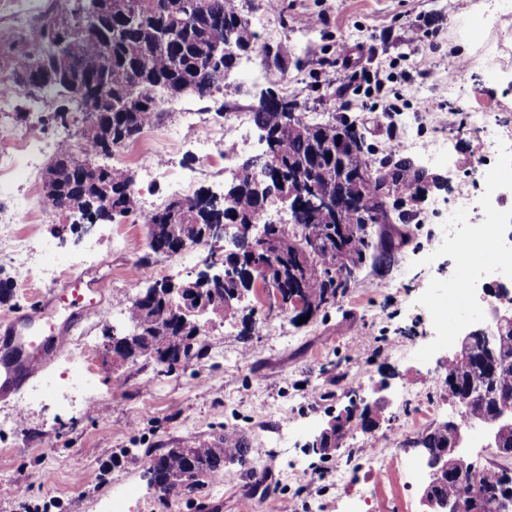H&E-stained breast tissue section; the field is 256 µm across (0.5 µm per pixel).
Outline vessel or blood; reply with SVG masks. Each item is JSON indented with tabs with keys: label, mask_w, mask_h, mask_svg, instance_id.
<instances>
[{
	"label": "vessel or blood",
	"mask_w": 512,
	"mask_h": 512,
	"mask_svg": "<svg viewBox=\"0 0 512 512\" xmlns=\"http://www.w3.org/2000/svg\"><path fill=\"white\" fill-rule=\"evenodd\" d=\"M105 278L86 273L68 281L69 297L58 295L0 322V400H13L44 372L63 348L84 311L95 308L106 288Z\"/></svg>",
	"instance_id": "vessel-or-blood-1"
}]
</instances>
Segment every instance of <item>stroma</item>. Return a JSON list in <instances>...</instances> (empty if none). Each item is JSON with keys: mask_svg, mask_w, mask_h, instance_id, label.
<instances>
[{"mask_svg": "<svg viewBox=\"0 0 512 512\" xmlns=\"http://www.w3.org/2000/svg\"><path fill=\"white\" fill-rule=\"evenodd\" d=\"M256 35L257 51L241 59L233 79L242 92L224 90L208 98L190 95L165 104L152 128L166 145L149 162L163 168L162 180L137 184L138 198L162 208L172 199L169 181L198 168L194 191L223 195L230 176L215 150L189 152L188 130L179 113L200 109L207 126L226 117L252 113L261 94L275 91L308 112L324 117L344 111L363 124L367 141L382 146L387 125L379 97L366 75H379L389 94L406 106L395 121L402 139L419 141L415 157L449 187L435 191L438 205L423 203L422 221L407 225L400 258L387 269L363 266L348 294L336 306L306 322L276 307L271 291L253 286L239 314L215 321L195 341L202 352L189 368L143 359L116 362L107 345L126 328L130 299L144 287L192 280L203 268L208 246L193 245L168 258L148 257V227L131 218L77 222L70 213L43 208L42 175L52 155H20L14 176L0 183V225H11L38 246L36 258L55 269L53 279L17 280L8 260L0 261V320L24 312L61 289L68 274L90 271L110 286L99 310L87 314L49 368L33 379L21 398L28 408L12 426L0 427V512H99L100 499L119 490L128 512H280L294 499L298 512H423L421 486L409 483L407 466L420 461L417 440L433 425L457 416L448 394L446 357L459 336L442 337L439 299L455 285L460 242L454 227L477 226L475 213L450 206L458 192L475 189L480 140L469 123L448 131L440 123L441 105L469 114L492 100L503 111L494 121L512 132V76L500 70L512 63V25L490 27L495 0H469L456 11L454 0H242ZM323 15L327 24L307 27L301 17ZM357 45L358 56L341 74L319 70L341 44ZM285 46L282 69L265 65L262 54ZM469 65L465 96L452 92L457 61ZM432 70L433 78L419 72ZM358 87L348 108H340L336 81ZM0 123L36 127L42 139L59 128L49 111L34 115L28 98L0 114ZM84 379L97 398L73 399L72 385ZM322 398L310 403L305 393ZM389 400L374 434L352 431L340 450L323 455L308 443L342 413L354 397ZM237 428L250 443V462L229 464L220 482L205 481L190 494L160 496L140 464L141 458L183 442L211 438ZM389 440L372 462L370 438ZM356 466L337 482L344 456ZM51 482H43V472Z\"/></svg>", "mask_w": 512, "mask_h": 512, "instance_id": "obj_1", "label": "stroma"}]
</instances>
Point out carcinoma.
<instances>
[{
  "label": "carcinoma",
  "instance_id": "cac0c4a2",
  "mask_svg": "<svg viewBox=\"0 0 512 512\" xmlns=\"http://www.w3.org/2000/svg\"><path fill=\"white\" fill-rule=\"evenodd\" d=\"M80 0H66L61 11H53L43 31L60 34L69 30L75 19ZM112 15V98L124 99L129 108L115 111L104 99L83 93L80 81L94 70L102 54L99 40L85 37L72 47L68 67L70 76H55L56 60L46 46L28 50L15 60L12 82H20V74L41 69L49 74V83L34 93L54 101L67 98L73 111L84 114L96 110L112 112V144L123 147L161 115L162 89L168 84L188 82L195 86L200 98L210 97L224 89V77L208 72L199 65L206 45L224 38L228 32L245 49H254L255 34L245 19L238 0H200L207 13L221 19V28L214 29L206 22H191L192 0H101ZM181 27L180 40L168 47L160 44L154 32L169 26ZM270 101L253 110V122L274 135L273 159L261 162L247 158L244 169L262 171L267 175L282 173L281 187L309 196L315 192L336 191V144L342 141L348 147L342 162L349 172L374 170L373 180L360 185L347 184V192L361 195L372 202L364 211L349 208L343 223L325 211L315 210L302 203L293 224L269 223L271 247L256 248L245 237H240L234 250L242 257L238 280L224 284V291L244 286L243 275L248 268L265 269L275 265L273 275L279 280L282 296L296 294L304 302L294 318L313 316L337 303L348 292L343 280V269H360L367 259L374 264L389 265L396 261L400 242L381 230L373 235L371 229L380 224H412L419 213L420 185L429 190L440 189L438 178L423 177L409 162V157L376 150L366 143L365 128L351 122L331 118L310 122L299 105H294L291 123L283 121L284 113L277 106L281 99L268 93ZM102 147L101 137L83 133L75 146L64 145L54 152V161L43 175L44 199L55 211H62L66 201L76 196L91 201L97 196V184L112 183V213L96 207L93 220H109L125 216L137 209L134 176L127 168L111 167L97 177L79 179L80 161L93 158ZM310 177L314 188L299 187L297 175ZM226 212L240 225L257 224L264 213L258 185L245 174L233 180L226 188ZM201 212L181 207L173 200L153 212L149 219V248L151 254L173 250L178 236L190 224H205ZM342 250L341 266H336V250ZM127 320L141 323L142 338L132 342L129 353L135 359L168 361L169 366L181 365L199 356L194 344L174 345L169 337L176 335L179 317L160 299L149 302L133 300ZM446 380L460 388L469 383L488 381L512 393V371H497L494 362L482 352L468 359L448 362ZM451 442V431L440 423L416 441L429 460ZM249 448L240 432L232 427L224 429L218 442L195 441L188 450L169 448L161 454H148L142 465L156 485H165L169 476L196 469L213 480L224 473V463L248 461ZM455 474L439 484V490L448 497L467 495L476 504L491 500L506 490H512V466L476 463L466 453L458 455Z\"/></svg>",
  "mask_w": 512,
  "mask_h": 512
}]
</instances>
